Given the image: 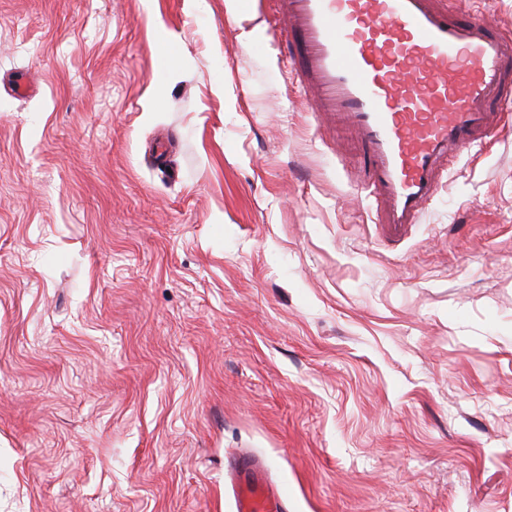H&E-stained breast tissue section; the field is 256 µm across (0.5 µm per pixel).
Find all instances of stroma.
Instances as JSON below:
<instances>
[{
	"instance_id": "stroma-1",
	"label": "stroma",
	"mask_w": 512,
	"mask_h": 512,
	"mask_svg": "<svg viewBox=\"0 0 512 512\" xmlns=\"http://www.w3.org/2000/svg\"><path fill=\"white\" fill-rule=\"evenodd\" d=\"M228 5L0 0V512H512V134L386 236ZM236 512H286L288 485L274 482L266 465L254 455L241 452L228 465Z\"/></svg>"
}]
</instances>
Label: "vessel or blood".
<instances>
[{"label": "vessel or blood", "instance_id": "obj_1", "mask_svg": "<svg viewBox=\"0 0 512 512\" xmlns=\"http://www.w3.org/2000/svg\"><path fill=\"white\" fill-rule=\"evenodd\" d=\"M275 47H287L313 111L350 131L374 221L421 223L448 161L495 135L512 110V39L445 0H273ZM236 512H287L288 485L241 452L228 465Z\"/></svg>", "mask_w": 512, "mask_h": 512}]
</instances>
